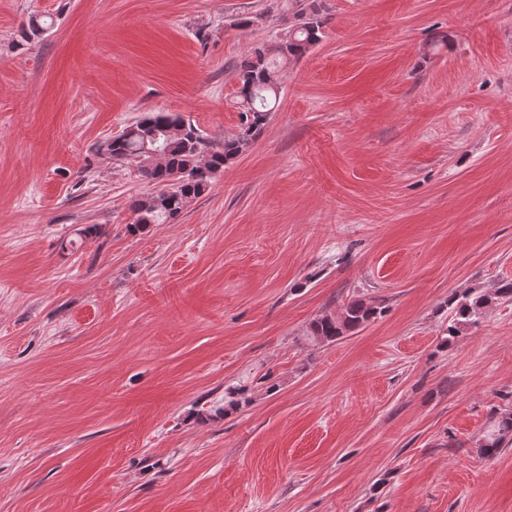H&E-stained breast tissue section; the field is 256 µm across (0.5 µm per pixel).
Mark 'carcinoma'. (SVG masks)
Wrapping results in <instances>:
<instances>
[{"mask_svg":"<svg viewBox=\"0 0 512 512\" xmlns=\"http://www.w3.org/2000/svg\"><path fill=\"white\" fill-rule=\"evenodd\" d=\"M296 24L288 27L274 44L254 48L238 66L237 99L240 109L238 132L220 142H211L192 123L174 112H149L121 133L103 142L98 152L115 162L135 159L142 175L156 191L133 203L137 214L131 229L140 231L151 224L170 223L224 171V165L239 155L264 129L279 91L276 61L299 58L322 38L323 20L316 0H297ZM512 301V281L490 292L470 289L460 298L448 300L452 314L448 322L449 343L467 327L476 326L492 301ZM384 312L363 299L349 301L339 314H324L308 327L315 343L334 342ZM512 444V409L495 413L493 429L480 446L489 457Z\"/></svg>","mask_w":512,"mask_h":512,"instance_id":"1","label":"carcinoma"}]
</instances>
